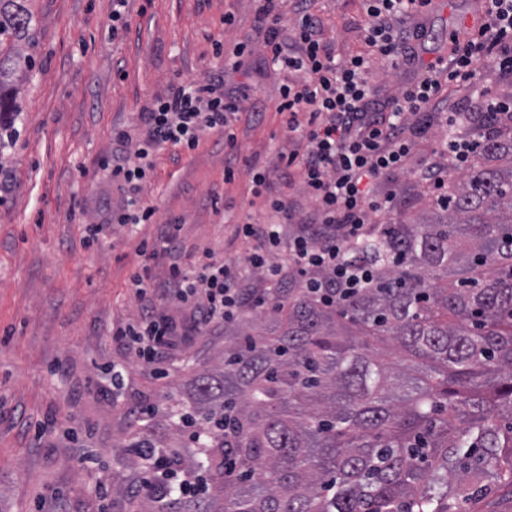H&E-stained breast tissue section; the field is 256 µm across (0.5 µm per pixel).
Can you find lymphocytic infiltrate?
I'll return each mask as SVG.
<instances>
[{"instance_id":"lymphocytic-infiltrate-1","label":"lymphocytic infiltrate","mask_w":512,"mask_h":512,"mask_svg":"<svg viewBox=\"0 0 512 512\" xmlns=\"http://www.w3.org/2000/svg\"><path fill=\"white\" fill-rule=\"evenodd\" d=\"M258 2L256 31L262 42L237 43L227 68L239 71L258 52L285 74L276 110L295 147L282 155L277 172L249 168L254 195L268 218L262 222L249 214L236 225V236L250 245L237 263L205 250L190 269L171 264L166 280L159 282L150 262L172 251L179 224H166L160 240L142 247L146 262L132 275L131 286L137 298L151 304L137 320L113 327L112 338L149 364L168 357L172 338L180 332L158 302L191 306L196 328L207 329L235 320L244 309L264 306L269 290L289 282L327 301L336 289L368 287L369 271L353 265L347 254L374 229L395 221L391 197L376 195L375 183L405 168L431 122L449 128L462 122L463 112L448 104L450 89L474 87L485 65L512 76V0H483L479 19L452 36L448 58L424 64L416 47L425 35L421 20L433 10L434 0H361L366 49L343 58L322 38L310 0ZM289 12L294 20L287 27L282 20ZM379 61L392 68L416 64L420 72L397 94L383 98L373 79ZM248 99L239 87L218 91L211 76L172 85L140 112L143 140L113 131V140L128 148L124 163L113 167V178L140 189L147 160L156 150L170 145L191 151L211 132L223 134L225 149L236 151L233 125ZM475 148V142L451 136L439 141L417 174L431 201L444 198L449 175L466 167ZM296 174L301 192L314 204V216L288 238L283 228L293 217L292 208L276 184ZM257 280L266 291L254 288ZM136 455L147 468L167 474L164 489L185 500L197 493L200 474L174 469L169 449L140 448Z\"/></svg>"}]
</instances>
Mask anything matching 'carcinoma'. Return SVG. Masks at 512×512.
<instances>
[{"label": "carcinoma", "instance_id": "1", "mask_svg": "<svg viewBox=\"0 0 512 512\" xmlns=\"http://www.w3.org/2000/svg\"><path fill=\"white\" fill-rule=\"evenodd\" d=\"M29 23L0 0V114L16 111ZM480 137L431 217L354 249L370 287L334 305L287 289L279 334L228 337L224 370L170 408L203 434L190 459L212 483L193 512H482L489 488L512 497V127Z\"/></svg>", "mask_w": 512, "mask_h": 512}]
</instances>
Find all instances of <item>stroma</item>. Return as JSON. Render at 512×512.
Here are the masks:
<instances>
[{
    "mask_svg": "<svg viewBox=\"0 0 512 512\" xmlns=\"http://www.w3.org/2000/svg\"><path fill=\"white\" fill-rule=\"evenodd\" d=\"M32 13L20 48L31 64L17 83L20 136L7 149L11 177L0 191V512H149L137 487L140 461L129 447L145 434L169 446L186 433L164 422L167 403L194 395L198 371L224 356L227 335L250 322L274 331L263 310H245L224 328L177 337L171 358L147 365L113 343V324L137 319L130 278L143 241L169 221L180 224L179 251L152 264L164 280L172 262L190 265L202 250L233 261L247 246L235 236L258 213L248 175L224 180V138L159 150L138 199L154 206L151 224L114 225L90 239L105 204L126 194L112 182V157L124 155L113 130L142 137L139 114L176 83L216 73L217 49L255 37V0H128L126 28L112 32V0H26ZM324 40L338 54L362 50L360 0H314ZM478 0H438L422 21L424 59L448 56L449 37L472 22ZM235 24L225 27V14ZM265 107L262 119L239 112V163L276 169L293 149L275 109L283 76L253 55L233 77ZM439 136L420 138L406 169L385 175L380 193L399 213L428 201L416 177ZM124 385L113 393L112 367Z\"/></svg>",
    "mask_w": 512,
    "mask_h": 512,
    "instance_id": "35a3bbf8",
    "label": "stroma"
}]
</instances>
